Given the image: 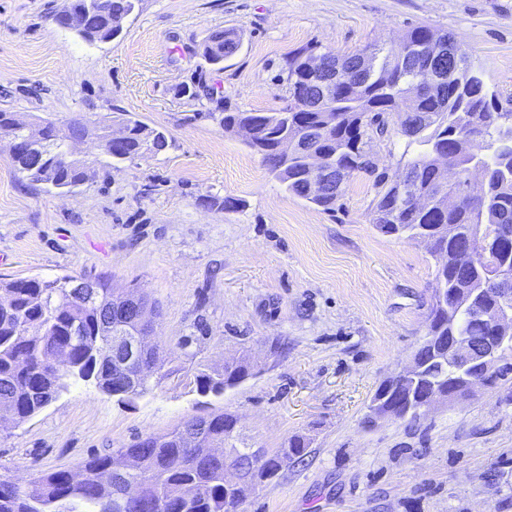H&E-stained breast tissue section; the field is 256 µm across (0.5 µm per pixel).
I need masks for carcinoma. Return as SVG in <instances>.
Listing matches in <instances>:
<instances>
[{"instance_id":"carcinoma-1","label":"carcinoma","mask_w":512,"mask_h":512,"mask_svg":"<svg viewBox=\"0 0 512 512\" xmlns=\"http://www.w3.org/2000/svg\"><path fill=\"white\" fill-rule=\"evenodd\" d=\"M140 0H108L102 12L95 0H71L69 11L93 15L95 40L116 38L123 22L139 7ZM236 29L212 31L200 46V55L219 66L240 48ZM460 49L462 71L449 72L448 46ZM318 55L317 47L304 46L288 54L282 65L288 82V104L274 112H250L224 108L220 124L235 133L249 127L254 135L244 143L259 154L269 173L285 190L327 212L336 210L346 185L357 174L372 179L376 189L371 223L385 234L410 240L431 237V252L437 259L432 289L466 288L474 294L473 304L492 301L490 264L512 265V238L499 229L512 226V110L502 111L488 84L476 80L469 49L458 37L427 26L408 29L390 45L369 44L354 53L339 56L324 52L330 59L331 78L314 82L306 65ZM371 59L368 69L359 71L356 62ZM434 70L432 83L412 91L418 73ZM35 148H21L10 154L16 172L48 189L71 190L86 180L81 164L64 163L60 156L66 145L58 135L57 121L39 119ZM74 128L93 125L91 132L112 140V151L99 164L104 169L131 161L153 134L157 144L167 149L165 133L150 127L128 112H118L108 120H69ZM408 138L407 146L418 149L404 165L407 177L418 193L430 199V207L417 210L403 198L401 186L374 160V143L391 126ZM298 138L295 156L288 162L277 157L274 147L283 135ZM0 136L23 139L25 127L14 113L0 112ZM458 169L466 180L471 169L489 165L488 179L481 197L467 198L453 212L442 209L440 199V157ZM320 158L331 168L338 183L322 196H311L309 159ZM455 233L448 235V226ZM493 240L491 258L467 262L461 244L477 234ZM72 276L52 280L20 278L0 281V411L24 421L57 399L73 383H92L106 395L122 393L130 400L151 390L147 372L154 364V351L143 353L144 369L136 384L118 371L103 345L112 327L106 311L112 307L129 312L134 307L125 292L101 278H93L100 303L81 299L72 288ZM461 330L479 342L488 329L476 321L459 319L448 323V313L430 304L427 332L448 336ZM415 355L426 364L413 379L402 377L385 401L399 408L397 417L416 418L414 409L433 388L457 389L459 382L430 362L429 349ZM249 363L241 359L227 362L221 371H200L194 377L197 391L222 394L249 375ZM215 426L190 446L181 427L164 435L140 439L118 455H94L82 464V479H72L70 471H39L19 482L0 472V512H240L236 491L224 485V458L211 455L210 448L240 447L228 413L212 416ZM307 440L291 437L279 448L244 453L240 466L250 481L259 485L274 478L284 462L301 457ZM134 455L138 469L129 481L140 488L139 496L127 499L117 479L120 458Z\"/></svg>"}]
</instances>
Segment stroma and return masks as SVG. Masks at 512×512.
<instances>
[{"instance_id": "obj_1", "label": "stroma", "mask_w": 512, "mask_h": 512, "mask_svg": "<svg viewBox=\"0 0 512 512\" xmlns=\"http://www.w3.org/2000/svg\"><path fill=\"white\" fill-rule=\"evenodd\" d=\"M70 0H0V111L91 120L122 110L164 131L167 153L103 170L60 194L34 185L0 139V279L103 276L160 316L157 387L122 403L70 385L35 416L0 422V467L22 481L77 471L94 454L229 413L250 444L303 435L243 512H512V377L418 420L366 421L376 390L425 334L436 261L427 245L370 222L376 192L352 179L332 213L285 191L223 104L285 106L282 60L306 45L339 55L428 25L463 39L512 110V0H141L108 43L59 27ZM216 28L242 33L223 68L198 53ZM205 85L191 99L180 87ZM234 197V212L211 208ZM248 354L254 369L219 396L189 380Z\"/></svg>"}]
</instances>
